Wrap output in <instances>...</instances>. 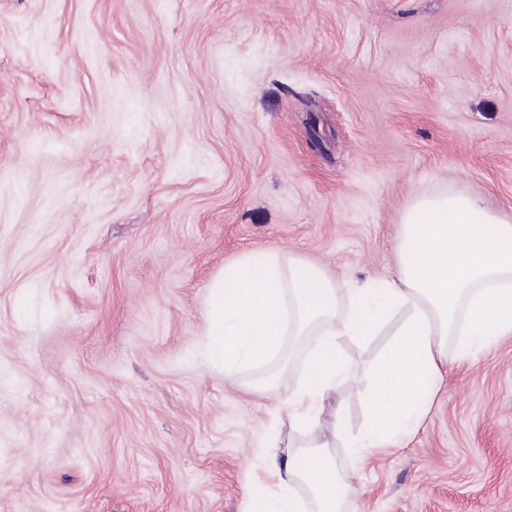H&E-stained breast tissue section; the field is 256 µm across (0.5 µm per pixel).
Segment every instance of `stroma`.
I'll list each match as a JSON object with an SVG mask.
<instances>
[{"label":"stroma","instance_id":"stroma-1","mask_svg":"<svg viewBox=\"0 0 512 512\" xmlns=\"http://www.w3.org/2000/svg\"><path fill=\"white\" fill-rule=\"evenodd\" d=\"M512 220V0H0V512H245L277 394L202 352L271 248L394 272L420 194ZM385 335L343 342L357 436ZM368 456L358 512H512V336Z\"/></svg>","mask_w":512,"mask_h":512}]
</instances>
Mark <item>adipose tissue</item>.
<instances>
[{"label":"adipose tissue","mask_w":512,"mask_h":512,"mask_svg":"<svg viewBox=\"0 0 512 512\" xmlns=\"http://www.w3.org/2000/svg\"><path fill=\"white\" fill-rule=\"evenodd\" d=\"M239 264L246 277L212 286L202 341L212 366L233 379L270 367L297 342L303 356L279 399L288 444L274 441L265 451L276 489L251 512H303L295 483L307 487L317 512H343L366 457L399 447L425 418L424 380L476 363L512 336V222L477 196L443 190L416 198L402 218L396 276L381 288L332 277L278 249ZM394 318L400 324L371 372L364 429L349 443L352 464L338 468L329 450L342 436L341 421L306 444L299 428L350 377L342 340L366 341Z\"/></svg>","instance_id":"adipose-tissue-1"}]
</instances>
